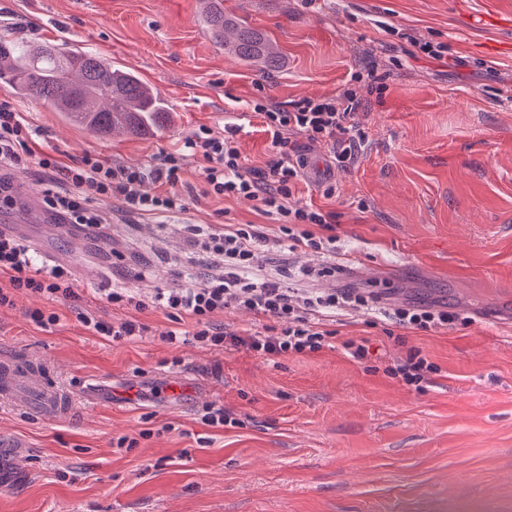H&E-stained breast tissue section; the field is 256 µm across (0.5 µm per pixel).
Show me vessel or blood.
Wrapping results in <instances>:
<instances>
[{
	"label": "vessel or blood",
	"mask_w": 512,
	"mask_h": 512,
	"mask_svg": "<svg viewBox=\"0 0 512 512\" xmlns=\"http://www.w3.org/2000/svg\"><path fill=\"white\" fill-rule=\"evenodd\" d=\"M26 378L29 387L43 391L45 401L42 413L48 418H57L69 413L72 405L71 396L59 392L49 385L45 374L38 364L32 363L19 368L11 362H0V402L13 405L21 404L22 391L18 386L19 378Z\"/></svg>",
	"instance_id": "1"
}]
</instances>
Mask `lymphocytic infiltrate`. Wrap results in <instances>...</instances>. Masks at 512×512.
<instances>
[{
	"label": "lymphocytic infiltrate",
	"mask_w": 512,
	"mask_h": 512,
	"mask_svg": "<svg viewBox=\"0 0 512 512\" xmlns=\"http://www.w3.org/2000/svg\"><path fill=\"white\" fill-rule=\"evenodd\" d=\"M359 105L350 93L341 100L306 99L289 108L266 98L254 103L253 112L261 115L272 132V153L264 166L249 169L240 160L233 126L225 127L220 135L209 127H199L183 150L159 152L143 166L117 163L91 152L67 163L58 153L36 149L30 123L8 101L0 100V211L15 203L9 169L30 165L45 176L42 206L62 223L101 232L105 219L100 207L104 204L125 214L174 217L188 208L182 172L186 156L196 157L204 163V194L258 200L266 214L276 216L278 236L268 237L258 224L225 225L199 240L205 253L223 258L224 275L207 274L190 286L160 288L150 295L132 288H111L105 294L107 304L136 312L161 310L174 324L162 338L176 347L242 349L270 359L316 353L333 335L328 328L330 317L339 311H373L381 301L380 294L360 288H285L274 281L247 280L242 273L253 268L262 247L268 245L290 252L300 248L321 254L335 252L336 238L328 233L327 215L294 199L293 188L304 161L292 137L299 134L324 142L337 164L354 162L356 139L361 135L356 119ZM149 182L158 184L159 192H146L144 186ZM0 277L7 279L11 289L37 293L53 303L78 298L67 265L38 259L20 237L2 230ZM231 308L265 321L264 330L239 331L215 323L217 314ZM78 318L94 335L117 343L133 340L147 330L138 320L114 322L88 310L80 311ZM391 319L403 330L428 331L454 324L459 316L443 305L402 302L393 306Z\"/></svg>",
	"instance_id": "1"
}]
</instances>
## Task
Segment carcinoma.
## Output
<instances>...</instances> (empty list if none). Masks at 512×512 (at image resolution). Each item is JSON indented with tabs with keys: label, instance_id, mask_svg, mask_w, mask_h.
<instances>
[{
	"label": "carcinoma",
	"instance_id": "cac0c4a2",
	"mask_svg": "<svg viewBox=\"0 0 512 512\" xmlns=\"http://www.w3.org/2000/svg\"><path fill=\"white\" fill-rule=\"evenodd\" d=\"M204 23L214 42L237 57L267 71L279 67L271 41L250 24L224 15V0H207ZM0 82L101 138L145 135L167 113L158 93L135 73L89 50L32 46L8 34H0Z\"/></svg>",
	"mask_w": 512,
	"mask_h": 512
}]
</instances>
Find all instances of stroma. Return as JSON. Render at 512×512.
Returning a JSON list of instances; mask_svg holds the SVG:
<instances>
[{"mask_svg":"<svg viewBox=\"0 0 512 512\" xmlns=\"http://www.w3.org/2000/svg\"><path fill=\"white\" fill-rule=\"evenodd\" d=\"M203 0H0V32L68 42L136 73L171 113L162 135L97 138L49 105L0 84L42 149L66 160L94 151L145 165L181 150L199 127H237L245 167L264 166L272 136L252 101L284 107L355 90L365 141L348 168L325 143L296 136L306 166L295 197L329 213L336 251L265 250L252 279L287 288L355 286L391 302L440 303L466 317L427 332L369 315L337 316V346L269 361L243 350L173 348L158 310L138 313L144 336L93 335L78 309H102L123 282L150 294L218 266L191 245V228L278 224L257 202L202 192L187 157L186 214L160 221L113 213L106 239L47 213L40 175L14 169L15 205L0 226L41 256L66 258L77 308L12 292L0 307V360L41 361L72 391L68 416L0 405V512H456L466 498L512 512V0H224V10L279 49L277 71L235 57L203 28ZM443 44L416 55L399 32ZM338 264V277L300 268ZM371 340L374 371L349 358ZM418 351L439 371L418 392L387 377L392 358ZM184 361L171 366L172 358ZM223 404L237 427L201 421ZM136 439L130 450L119 437Z\"/></svg>","mask_w":512,"mask_h":512,"instance_id":"obj_1","label":"stroma"}]
</instances>
